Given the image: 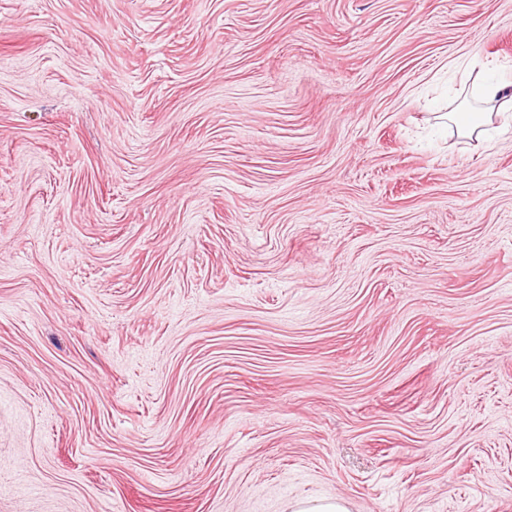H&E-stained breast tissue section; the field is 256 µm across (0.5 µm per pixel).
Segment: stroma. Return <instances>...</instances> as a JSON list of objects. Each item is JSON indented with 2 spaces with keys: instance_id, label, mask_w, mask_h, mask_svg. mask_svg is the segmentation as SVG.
<instances>
[{
  "instance_id": "stroma-1",
  "label": "stroma",
  "mask_w": 512,
  "mask_h": 512,
  "mask_svg": "<svg viewBox=\"0 0 512 512\" xmlns=\"http://www.w3.org/2000/svg\"><path fill=\"white\" fill-rule=\"evenodd\" d=\"M487 75L512 0H0V512H512ZM448 117L461 131L468 135H482L485 130L484 126L489 121L485 112H458Z\"/></svg>"
}]
</instances>
